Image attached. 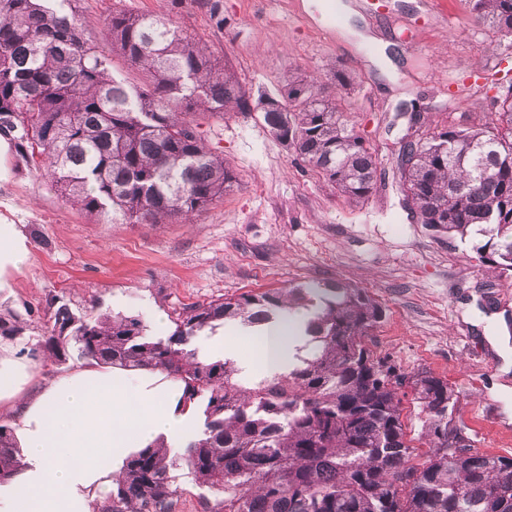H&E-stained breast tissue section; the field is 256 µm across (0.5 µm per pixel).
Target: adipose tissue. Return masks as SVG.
<instances>
[{"instance_id": "adipose-tissue-1", "label": "adipose tissue", "mask_w": 512, "mask_h": 512, "mask_svg": "<svg viewBox=\"0 0 512 512\" xmlns=\"http://www.w3.org/2000/svg\"><path fill=\"white\" fill-rule=\"evenodd\" d=\"M30 256L17 225L0 224V299ZM300 322L286 321L252 337L249 352L222 339L217 352L244 353L245 365L271 376L285 372L305 340ZM27 365L0 347V415L16 419L27 466L0 486L6 512H93L130 452L194 436L195 406L182 384L157 370L81 365L31 385Z\"/></svg>"}]
</instances>
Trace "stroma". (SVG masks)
<instances>
[{
  "label": "stroma",
  "mask_w": 512,
  "mask_h": 512,
  "mask_svg": "<svg viewBox=\"0 0 512 512\" xmlns=\"http://www.w3.org/2000/svg\"><path fill=\"white\" fill-rule=\"evenodd\" d=\"M224 26L189 0H76L85 37L99 42L112 10L173 18L207 41L258 98L289 76H355L334 87L349 125L371 147L380 178L368 202L347 203L265 128L259 113L208 119L206 143L232 165L223 199L192 223H94L33 166L8 151L0 222L31 249L0 315L44 329L56 297L82 313L157 316L182 305L306 282L365 289L385 310L366 341L401 372H432L460 394L457 421L483 453L511 457L512 372L492 336L512 339V274L481 261L475 234L447 237L408 220L392 174L420 105L428 127L476 125L494 111L512 46L475 22L469 0H222ZM343 21L331 26V8Z\"/></svg>",
  "instance_id": "35a3bbf8"
}]
</instances>
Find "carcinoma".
Listing matches in <instances>:
<instances>
[{
  "mask_svg": "<svg viewBox=\"0 0 512 512\" xmlns=\"http://www.w3.org/2000/svg\"><path fill=\"white\" fill-rule=\"evenodd\" d=\"M73 0H0V137L97 218L188 221L224 197L235 173L200 131L199 117L262 113L268 131L347 202L369 200L377 163L326 84L295 78L253 102L211 47L172 19L114 10L101 30L142 85L117 79L87 43ZM216 27L221 0H193ZM476 22L512 38V0H470ZM396 180L410 218L438 232L487 238L482 259L512 271V84L481 125L428 128L403 140ZM317 302L305 325L310 352L286 373L242 390L229 359L202 361L203 330L259 327ZM52 323L31 355L160 370L203 409L201 431L177 452L162 443L128 455L96 512H176L171 471L184 466L213 498L201 512H512V458L474 449L456 424L457 391L421 371L400 372L366 336L383 317L364 289L318 284L219 297L174 310V332L150 337L133 316L74 312L52 298ZM29 324L0 315V340ZM410 389L426 414L427 459L402 420ZM465 452L448 457L449 437ZM14 429L0 420V484L21 470ZM404 471L413 484L400 483Z\"/></svg>",
  "mask_w": 512,
  "mask_h": 512,
  "instance_id": "obj_1",
  "label": "carcinoma"
}]
</instances>
